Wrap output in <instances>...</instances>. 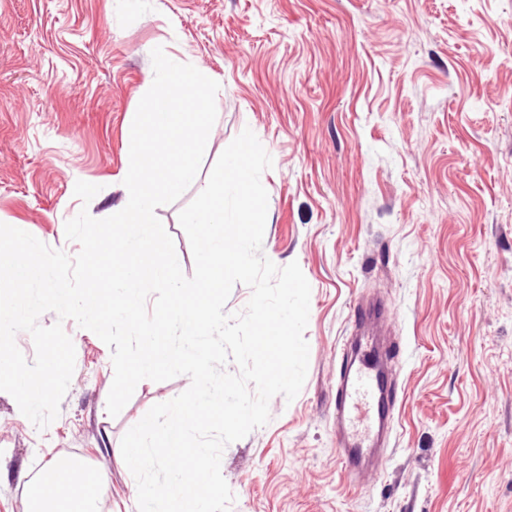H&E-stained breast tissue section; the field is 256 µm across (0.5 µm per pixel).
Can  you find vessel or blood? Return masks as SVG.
<instances>
[{
	"label": "vessel or blood",
	"instance_id": "1",
	"mask_svg": "<svg viewBox=\"0 0 512 512\" xmlns=\"http://www.w3.org/2000/svg\"><path fill=\"white\" fill-rule=\"evenodd\" d=\"M388 321L383 304L354 308L355 341L344 349L336 380L333 419L338 458L350 482L362 483L379 473L394 422L392 356L379 343V330Z\"/></svg>",
	"mask_w": 512,
	"mask_h": 512
}]
</instances>
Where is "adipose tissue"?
Wrapping results in <instances>:
<instances>
[{
    "label": "adipose tissue",
    "instance_id": "ef3b65f1",
    "mask_svg": "<svg viewBox=\"0 0 512 512\" xmlns=\"http://www.w3.org/2000/svg\"><path fill=\"white\" fill-rule=\"evenodd\" d=\"M91 474L100 481V473H89L87 466L78 462L63 464L62 468L47 466L31 488L29 512H96L97 498L81 482L82 474Z\"/></svg>",
    "mask_w": 512,
    "mask_h": 512
}]
</instances>
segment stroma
I'll list each match as a JSON object with an SVG mask.
<instances>
[{
	"label": "stroma",
	"instance_id": "35a3bbf8",
	"mask_svg": "<svg viewBox=\"0 0 512 512\" xmlns=\"http://www.w3.org/2000/svg\"><path fill=\"white\" fill-rule=\"evenodd\" d=\"M157 46L220 85L200 182L251 129L273 160L262 252L311 287L304 386L225 447L229 512H512V0H0V223L73 257L66 222L123 204ZM197 193L156 209L188 276ZM371 299L399 376L386 467L355 485L331 411ZM57 322L76 352L58 417L37 428L0 395V512L71 458L106 473L99 512H137L121 439L190 379L141 381L110 416V348L38 319Z\"/></svg>",
	"mask_w": 512,
	"mask_h": 512
}]
</instances>
